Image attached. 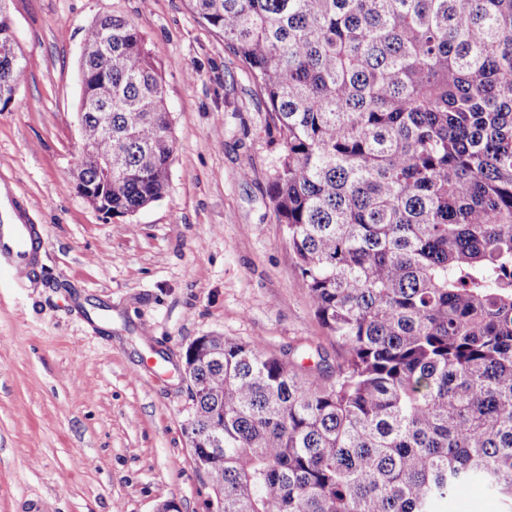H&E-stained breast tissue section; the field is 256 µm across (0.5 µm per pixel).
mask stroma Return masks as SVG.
I'll return each instance as SVG.
<instances>
[{
    "label": "stroma",
    "mask_w": 512,
    "mask_h": 512,
    "mask_svg": "<svg viewBox=\"0 0 512 512\" xmlns=\"http://www.w3.org/2000/svg\"><path fill=\"white\" fill-rule=\"evenodd\" d=\"M28 76L0 110V179L46 233L36 281L0 269V512H209L179 370L220 334L340 353L269 186L266 107L190 0H9ZM115 14L162 73L175 151L163 198L108 219L74 188L86 28Z\"/></svg>",
    "instance_id": "stroma-1"
}]
</instances>
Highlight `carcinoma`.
Here are the masks:
<instances>
[{"instance_id": "obj_1", "label": "carcinoma", "mask_w": 512, "mask_h": 512, "mask_svg": "<svg viewBox=\"0 0 512 512\" xmlns=\"http://www.w3.org/2000/svg\"><path fill=\"white\" fill-rule=\"evenodd\" d=\"M266 105L270 186L342 355L204 337L184 429L213 512H436L475 483L512 509V0H190ZM74 159L99 209L160 200L174 153L127 19L85 31ZM27 61L0 57V105ZM112 158V181L96 160Z\"/></svg>"}]
</instances>
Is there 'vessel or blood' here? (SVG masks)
<instances>
[{
    "instance_id": "1",
    "label": "vessel or blood",
    "mask_w": 512,
    "mask_h": 512,
    "mask_svg": "<svg viewBox=\"0 0 512 512\" xmlns=\"http://www.w3.org/2000/svg\"><path fill=\"white\" fill-rule=\"evenodd\" d=\"M43 247L41 226L29 220L10 185L0 181V266L16 279L34 278Z\"/></svg>"
}]
</instances>
